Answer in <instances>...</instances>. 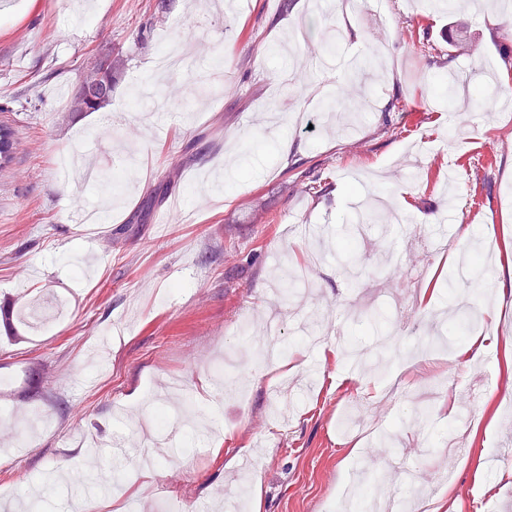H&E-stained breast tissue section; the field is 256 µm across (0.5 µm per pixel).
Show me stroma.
<instances>
[{
    "label": "stroma",
    "instance_id": "1",
    "mask_svg": "<svg viewBox=\"0 0 512 512\" xmlns=\"http://www.w3.org/2000/svg\"><path fill=\"white\" fill-rule=\"evenodd\" d=\"M155 2L0 7V122L17 141L0 169V303L20 331L0 329V430L20 429L0 500L80 473L44 488L43 512H234L237 476L260 479L262 512H341L361 499L358 446L374 496L419 474L410 512L448 484L447 512L512 502V457L491 460L512 447V280L490 268L466 299L460 267L512 242V28L420 0H374L364 18L317 0H170L157 19ZM107 50L125 60L111 101L69 112ZM478 67L498 77L484 98L439 96ZM377 198L383 220L343 267L344 226ZM435 239L452 249L429 252ZM296 269L313 284L302 307L279 298ZM271 313L286 352L267 365ZM474 333L494 343L459 366ZM463 404L478 435L460 434ZM145 422L160 464L110 491L109 450L89 442Z\"/></svg>",
    "mask_w": 512,
    "mask_h": 512
}]
</instances>
